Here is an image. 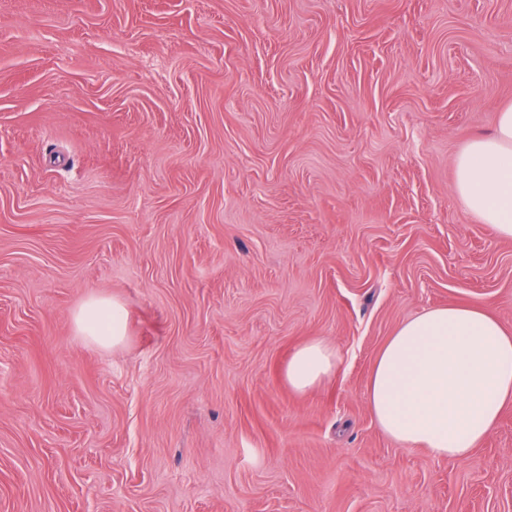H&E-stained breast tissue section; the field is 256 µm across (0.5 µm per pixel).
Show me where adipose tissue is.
I'll return each instance as SVG.
<instances>
[{
  "mask_svg": "<svg viewBox=\"0 0 512 512\" xmlns=\"http://www.w3.org/2000/svg\"><path fill=\"white\" fill-rule=\"evenodd\" d=\"M455 193L470 214L512 238V106L498 113L490 135L473 139L458 155ZM74 321L98 345L125 339L120 302L88 299ZM339 361L335 347L311 340L293 352L285 379L305 392L332 376ZM368 401L378 426L394 441L438 459L467 461L512 401V332L482 308L423 310L379 351Z\"/></svg>",
  "mask_w": 512,
  "mask_h": 512,
  "instance_id": "adipose-tissue-1",
  "label": "adipose tissue"
}]
</instances>
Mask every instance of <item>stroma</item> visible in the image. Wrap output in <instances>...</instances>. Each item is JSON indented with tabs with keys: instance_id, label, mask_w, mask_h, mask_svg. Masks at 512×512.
<instances>
[{
	"instance_id": "stroma-1",
	"label": "stroma",
	"mask_w": 512,
	"mask_h": 512,
	"mask_svg": "<svg viewBox=\"0 0 512 512\" xmlns=\"http://www.w3.org/2000/svg\"><path fill=\"white\" fill-rule=\"evenodd\" d=\"M507 104L512 0H0V512H512V403L464 462L368 404L423 310L512 330L454 191ZM107 314L109 322L101 326L100 315ZM78 332L100 346H119L126 335V310L117 301L90 298L77 310L74 317ZM339 361L335 347L321 340H311L293 352L285 369V379L296 392H305L332 376Z\"/></svg>"
}]
</instances>
